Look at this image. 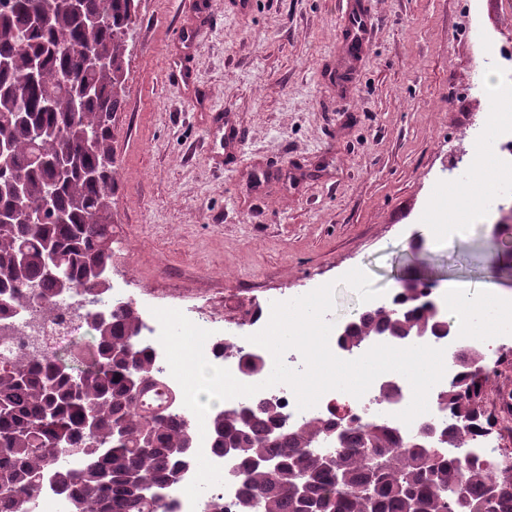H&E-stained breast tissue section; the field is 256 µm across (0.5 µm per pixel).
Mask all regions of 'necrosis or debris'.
<instances>
[{
	"instance_id": "1",
	"label": "necrosis or debris",
	"mask_w": 512,
	"mask_h": 512,
	"mask_svg": "<svg viewBox=\"0 0 512 512\" xmlns=\"http://www.w3.org/2000/svg\"><path fill=\"white\" fill-rule=\"evenodd\" d=\"M444 305L443 313L454 328L450 336H427L424 344L443 349L446 372L442 380L436 384L428 398L429 410L416 418L411 424L412 429H419L427 422L448 423V386L456 374V347L460 341L467 340L484 350H495L499 358H506L507 347L505 338L512 336V301H500L491 306L483 323L473 324L463 319L461 300L454 293H445L440 297ZM131 306L136 310L144 324V332L139 338L141 346L146 347L153 355L159 368L167 366L165 353L158 340L160 324L153 316L152 300L138 294L126 280H119L113 287L111 296L87 298L81 309L71 310L65 300H57L52 315H45L42 308L34 306L15 317L0 319V354L14 360L31 363L39 352L79 350L85 366H93L97 359L94 344L82 343L81 338L87 332L86 316L98 306L120 308ZM194 324L210 330L211 335L204 344V355L212 365L228 368L231 373H238V360L232 353L233 347L249 348L250 343L241 335L239 327L231 325L216 330L211 319L197 315ZM263 368L254 376V383L261 389L256 393V400L273 399L280 403L281 411L288 416L292 425H300L310 419H322L335 422L337 428L347 427V420L338 418L335 406L345 394L341 391L325 393L316 407L298 410L296 398L290 387L284 384L270 388L263 387L262 382L272 372L273 357L268 350H261ZM400 389L393 403H385L379 396L383 385L382 380H375L369 390L360 399L354 400V414L359 418L371 417L381 419L394 429H403L404 424L397 419V412L405 409L412 398V390L408 381L400 374H392ZM163 392L180 393L178 382L166 373L161 383ZM462 431L467 444L462 448H446L442 454L448 458H465L472 465H486L490 460L502 455V429L497 420L485 412H478L474 418L463 426ZM198 469L196 460H189L182 469V477L170 491V499L174 512H238L237 504L242 492L240 485H218L207 488L197 503H190L184 488L194 478Z\"/></svg>"
}]
</instances>
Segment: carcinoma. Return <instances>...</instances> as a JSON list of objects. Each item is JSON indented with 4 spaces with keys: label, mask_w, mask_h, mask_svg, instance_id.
<instances>
[{
    "label": "carcinoma",
    "mask_w": 512,
    "mask_h": 512,
    "mask_svg": "<svg viewBox=\"0 0 512 512\" xmlns=\"http://www.w3.org/2000/svg\"><path fill=\"white\" fill-rule=\"evenodd\" d=\"M42 0H0V137L12 163L0 166V217L24 200L52 210L34 222L0 223V314L14 315L60 293L103 295L112 288V193L116 170L112 115L125 105L127 40L137 0H69L49 23ZM105 65L89 70L84 52ZM57 96L76 110L50 106ZM53 249L67 259L62 278L45 264ZM379 305L357 319L342 344L356 349L375 336L416 333L433 307ZM143 323L129 308L90 316L97 348L91 368L72 356L41 357L32 366L0 364V502L28 512L41 479L60 492L75 488L70 512H172L168 488L190 456L196 437L175 398L147 411L144 396L160 383L150 353L138 345ZM483 352L459 346L456 365L466 376L448 390V406L466 423L481 409L476 388ZM329 425H288L266 400L248 405L245 421L226 407L214 418L213 445L236 448L239 502L252 512H512V462L468 468L439 459L437 448H416L379 421L336 433V449L323 451ZM72 449L82 465L59 458ZM332 463L325 462V456ZM306 490L301 505L294 484Z\"/></svg>",
    "instance_id": "obj_1"
}]
</instances>
